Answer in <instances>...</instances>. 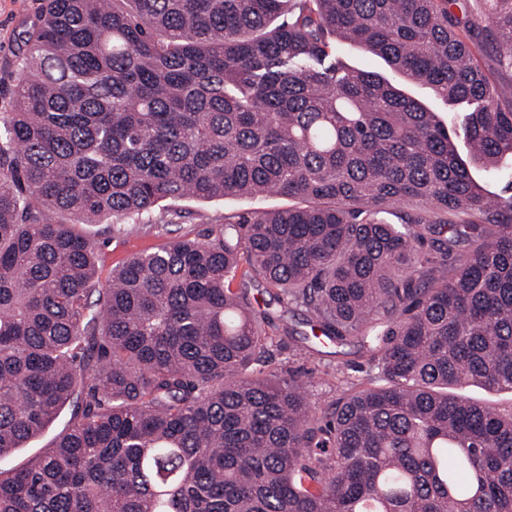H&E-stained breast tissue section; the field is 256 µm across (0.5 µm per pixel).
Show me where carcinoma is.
Listing matches in <instances>:
<instances>
[{
    "label": "carcinoma",
    "mask_w": 512,
    "mask_h": 512,
    "mask_svg": "<svg viewBox=\"0 0 512 512\" xmlns=\"http://www.w3.org/2000/svg\"><path fill=\"white\" fill-rule=\"evenodd\" d=\"M359 46L457 107L449 125ZM512 0H45L0 113V512H512ZM275 194L96 287L64 220ZM430 251H422L425 241ZM254 282L376 385L269 369ZM462 392L475 401L499 408H508L512 403L511 393H489L477 386L466 387ZM73 406H66L59 416L43 431V433L14 453L0 459V467L9 470L17 467L26 459L38 455L48 448L54 438L67 428Z\"/></svg>",
    "instance_id": "obj_1"
}]
</instances>
